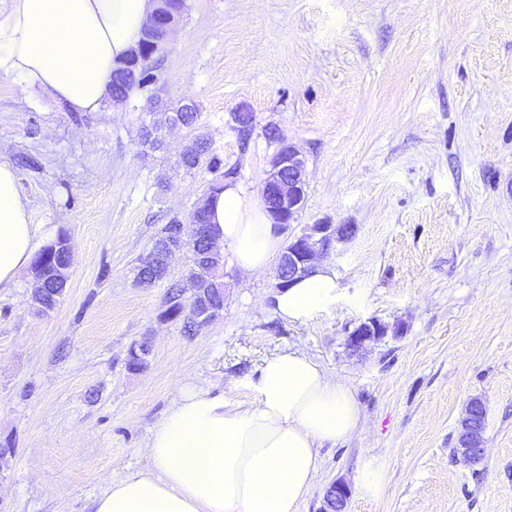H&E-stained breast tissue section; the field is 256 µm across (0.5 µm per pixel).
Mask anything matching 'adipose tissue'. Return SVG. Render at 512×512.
I'll return each instance as SVG.
<instances>
[{"label": "adipose tissue", "instance_id": "1", "mask_svg": "<svg viewBox=\"0 0 512 512\" xmlns=\"http://www.w3.org/2000/svg\"><path fill=\"white\" fill-rule=\"evenodd\" d=\"M156 0H0V79L74 112H99L113 72L137 48ZM219 245L237 267L267 270L282 251L260 192L238 185L203 199ZM15 169L0 163V291L16 285L46 246ZM336 299L327 266L277 292L284 320L306 321ZM240 402L223 385L183 384L153 427L141 469L96 497L94 512H300L320 469L318 450L362 424L349 386L304 353L267 358Z\"/></svg>", "mask_w": 512, "mask_h": 512}]
</instances>
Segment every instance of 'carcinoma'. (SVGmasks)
<instances>
[{
	"mask_svg": "<svg viewBox=\"0 0 512 512\" xmlns=\"http://www.w3.org/2000/svg\"><path fill=\"white\" fill-rule=\"evenodd\" d=\"M155 52L147 47L142 48L135 65V79L123 78V68L115 73L117 81L124 94L133 89H142L155 80L151 59ZM232 120L239 135L242 146H247L255 127L254 113L242 109L232 113ZM180 162L188 170L206 167L213 173L220 174L221 181L235 175V169H224V158L216 153L207 139L197 135L193 138L192 146L181 155ZM190 221L198 225L193 240L187 241L182 236V220L175 215L158 232L146 260L141 262L138 272V283L151 287L167 279L168 266L166 258L168 253L185 251L190 255V268L185 278L168 285L165 294V310L163 315L171 320L183 319L186 331L199 325L197 316L204 308L224 306V280L220 274L223 267V255L220 248L213 246V237L217 229L209 224L205 208L199 206L190 214ZM34 261L44 262V274L47 279L46 287H34V297L43 311L55 308L62 298L69 280L70 255L69 252L48 254V249H42Z\"/></svg>",
	"mask_w": 512,
	"mask_h": 512,
	"instance_id": "cac0c4a2",
	"label": "carcinoma"
}]
</instances>
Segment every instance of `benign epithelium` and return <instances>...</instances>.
Here are the masks:
<instances>
[{
	"instance_id": "7a95c632",
	"label": "benign epithelium",
	"mask_w": 512,
	"mask_h": 512,
	"mask_svg": "<svg viewBox=\"0 0 512 512\" xmlns=\"http://www.w3.org/2000/svg\"><path fill=\"white\" fill-rule=\"evenodd\" d=\"M180 15L181 11L168 7L167 0H161V6L156 10L153 24L147 32L148 37H153L158 31L167 34ZM272 163L273 170L266 182L264 200L274 202L277 209L291 218L299 211L305 198L304 162L293 147L285 146L276 153ZM355 232L356 227L351 224L306 226L300 235L288 241L279 259L276 274L286 269L291 281L306 275L317 256L330 250L334 240L350 238ZM385 334V327L380 322H362L347 336V346L358 351L380 341ZM478 409H484L481 401L471 400L460 422L456 457L467 464L476 463L483 452L482 441L478 438L473 421ZM348 498L349 491L345 486H331L326 494L323 512H343Z\"/></svg>"
}]
</instances>
